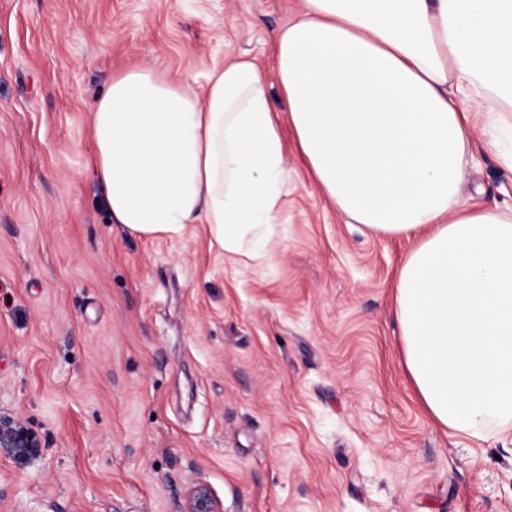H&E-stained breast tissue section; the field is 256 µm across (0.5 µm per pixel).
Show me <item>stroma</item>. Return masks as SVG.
<instances>
[{
    "mask_svg": "<svg viewBox=\"0 0 512 512\" xmlns=\"http://www.w3.org/2000/svg\"><path fill=\"white\" fill-rule=\"evenodd\" d=\"M300 0H0V512H512V436L452 435L404 367L395 278L413 244L349 223L288 147L265 257L112 224L90 106L147 62L203 92L272 61ZM461 200L512 206L481 127ZM0 446L3 448H17L22 454L34 452L38 446L32 434L23 425L16 423L0 424ZM186 512H219L210 491L204 485L195 486L189 495Z\"/></svg>",
    "mask_w": 512,
    "mask_h": 512,
    "instance_id": "1",
    "label": "stroma"
}]
</instances>
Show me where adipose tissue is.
Returning <instances> with one entry per match:
<instances>
[{
  "instance_id": "ef3b65f1",
  "label": "adipose tissue",
  "mask_w": 512,
  "mask_h": 512,
  "mask_svg": "<svg viewBox=\"0 0 512 512\" xmlns=\"http://www.w3.org/2000/svg\"><path fill=\"white\" fill-rule=\"evenodd\" d=\"M271 67L240 55L204 95L136 64L91 107L93 170L130 235L205 225L226 258L266 256L291 129L325 199L414 246L394 294L402 357L451 433H512V214L462 207L467 105L512 170V0H300ZM286 102L273 110L269 82Z\"/></svg>"
}]
</instances>
